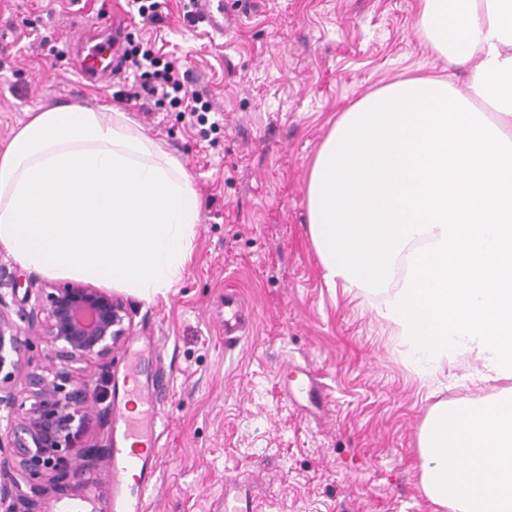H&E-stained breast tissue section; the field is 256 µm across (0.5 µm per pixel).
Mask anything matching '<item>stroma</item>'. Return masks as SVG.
I'll use <instances>...</instances> for the list:
<instances>
[{
    "label": "stroma",
    "instance_id": "obj_1",
    "mask_svg": "<svg viewBox=\"0 0 512 512\" xmlns=\"http://www.w3.org/2000/svg\"><path fill=\"white\" fill-rule=\"evenodd\" d=\"M417 3L224 0L237 25L218 35L166 0L162 25H130L209 92L219 127L204 139L177 109H128L191 175L201 220L180 282L150 303L126 296L129 336L112 364L87 365L107 390L86 435L98 452L66 489L37 498L38 512H114L111 458L125 449L128 409L118 391L133 370L166 416L144 512H436L420 486V427L436 401L492 389L470 383V361L420 382L371 299L325 285L306 206L313 158L346 108L408 73L464 82L420 35ZM124 13L123 0H0V145L30 112L113 104L112 88L83 86L53 52L65 31ZM228 286L253 319L229 351ZM141 341L149 352L137 353ZM286 361L315 373L321 404L285 398Z\"/></svg>",
    "mask_w": 512,
    "mask_h": 512
}]
</instances>
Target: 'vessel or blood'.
I'll return each instance as SVG.
<instances>
[{
    "label": "vessel or blood",
    "instance_id": "obj_1",
    "mask_svg": "<svg viewBox=\"0 0 512 512\" xmlns=\"http://www.w3.org/2000/svg\"><path fill=\"white\" fill-rule=\"evenodd\" d=\"M122 27L104 29L99 24L80 27L72 37V67L85 81L95 82L111 77L119 63V41ZM249 330L244 317V302L238 292L224 295V342L235 345ZM141 409L137 416L127 418L128 438L137 445L136 450L112 458V470L118 477L116 512H142V501L128 497L127 488L146 491L154 475V460L158 453L157 428L161 422L151 394L138 395Z\"/></svg>",
    "mask_w": 512,
    "mask_h": 512
}]
</instances>
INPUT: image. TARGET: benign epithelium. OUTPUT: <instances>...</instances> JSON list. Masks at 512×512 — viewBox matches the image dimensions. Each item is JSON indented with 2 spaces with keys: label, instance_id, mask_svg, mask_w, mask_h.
<instances>
[{
  "label": "benign epithelium",
  "instance_id": "7a95c632",
  "mask_svg": "<svg viewBox=\"0 0 512 512\" xmlns=\"http://www.w3.org/2000/svg\"><path fill=\"white\" fill-rule=\"evenodd\" d=\"M18 317L12 318L0 292V409L8 410L0 455L12 461L0 506L9 499L29 504L41 496L42 478L62 489L86 469L85 436L103 385L90 375L73 378V365L112 362L130 331L123 300L90 284L52 286ZM35 337L50 346L61 367L32 366ZM72 379V389L65 390L62 383Z\"/></svg>",
  "mask_w": 512,
  "mask_h": 512
}]
</instances>
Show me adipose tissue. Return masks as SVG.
Returning <instances> with one entry per match:
<instances>
[{"label": "adipose tissue", "mask_w": 512, "mask_h": 512, "mask_svg": "<svg viewBox=\"0 0 512 512\" xmlns=\"http://www.w3.org/2000/svg\"><path fill=\"white\" fill-rule=\"evenodd\" d=\"M465 87L412 76L342 112L307 185L328 287L357 289L423 380L480 362L487 397L435 403L420 485L441 512H512V0H418ZM200 207L191 176L120 107L29 113L0 148V248L21 267L151 302L181 280Z\"/></svg>", "instance_id": "obj_1"}]
</instances>
